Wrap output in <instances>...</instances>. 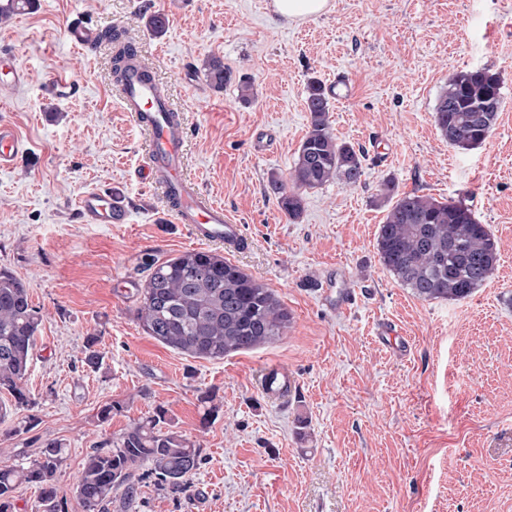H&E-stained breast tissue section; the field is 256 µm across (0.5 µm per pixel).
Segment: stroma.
<instances>
[{
  "label": "stroma",
  "instance_id": "1",
  "mask_svg": "<svg viewBox=\"0 0 512 512\" xmlns=\"http://www.w3.org/2000/svg\"><path fill=\"white\" fill-rule=\"evenodd\" d=\"M158 10L168 16L160 36L148 25ZM78 16L150 45L185 118L186 175L249 240L230 261L291 314L276 342L193 359L137 324V296L122 280L143 281L147 263L198 244L136 179L145 138L121 109L111 46L83 51L63 39ZM1 47L29 80L0 89V119L33 154L0 170V269L25 282L42 324L25 383L35 404L0 416V461L62 443L58 496L80 512L87 455L162 405L205 464L186 496L148 478L136 506L117 500L108 512H512V0H331L299 25L275 19L268 0H39L0 21ZM212 56L232 73L220 91L202 70ZM56 67L82 83L78 97L42 96ZM479 68L498 74L501 112L482 144L461 150L440 135L434 106L449 78ZM339 72L352 95L332 102L331 130L363 149L364 174L353 187L308 191L288 219L268 179L289 172L308 130V81ZM258 134L271 150H253ZM389 180L401 194L468 205L498 244L491 279L460 301L401 287L376 248ZM92 186L132 203L128 223L78 221L76 199ZM326 274L336 277L332 303L314 286ZM90 336L103 354L94 371L82 362ZM274 365L288 373L284 402L258 388ZM205 390L215 393L209 418ZM112 401L126 411L100 422ZM31 416L35 426L22 430Z\"/></svg>",
  "mask_w": 512,
  "mask_h": 512
}]
</instances>
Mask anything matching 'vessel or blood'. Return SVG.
Masks as SVG:
<instances>
[{
    "mask_svg": "<svg viewBox=\"0 0 512 512\" xmlns=\"http://www.w3.org/2000/svg\"><path fill=\"white\" fill-rule=\"evenodd\" d=\"M66 41L75 48L93 47L98 39L96 29L75 24L66 25ZM26 74L16 55L0 51V87L7 89L22 84ZM78 83L64 70L53 69L43 92L56 100L76 95ZM119 94L124 111L130 112L147 137L144 162L137 170L138 179L161 189L168 212L175 223L187 225L194 240L215 243L232 250L246 248L241 225L232 222L222 205L211 201L184 174L183 156L187 129L183 117L173 108L158 80H145L140 71L129 73ZM29 153L26 142L13 125L0 122V169H8ZM79 214L87 224H124L129 218L125 204L111 192L92 188L78 201ZM262 391L274 399L288 395V376L279 368L267 369L260 380Z\"/></svg>",
    "mask_w": 512,
    "mask_h": 512,
    "instance_id": "obj_1",
    "label": "vessel or blood"
}]
</instances>
